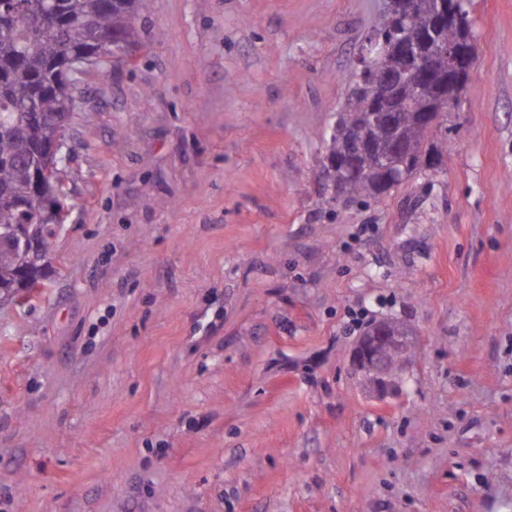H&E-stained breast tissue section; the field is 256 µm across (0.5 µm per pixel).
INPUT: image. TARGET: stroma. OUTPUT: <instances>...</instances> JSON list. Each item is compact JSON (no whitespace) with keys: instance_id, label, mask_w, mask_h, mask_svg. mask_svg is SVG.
<instances>
[{"instance_id":"stroma-1","label":"stroma","mask_w":512,"mask_h":512,"mask_svg":"<svg viewBox=\"0 0 512 512\" xmlns=\"http://www.w3.org/2000/svg\"><path fill=\"white\" fill-rule=\"evenodd\" d=\"M380 7L151 0L83 79L52 283L0 306V512H512V0H469L442 165L361 204L325 135ZM411 331L400 323L384 322L371 336L361 338L353 352L354 363L371 377V384L384 390L400 368L395 355L407 353L413 346ZM395 358V359H394Z\"/></svg>"}]
</instances>
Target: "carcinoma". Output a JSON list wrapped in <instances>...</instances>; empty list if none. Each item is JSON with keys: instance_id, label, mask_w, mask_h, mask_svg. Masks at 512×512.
<instances>
[{"instance_id": "carcinoma-1", "label": "carcinoma", "mask_w": 512, "mask_h": 512, "mask_svg": "<svg viewBox=\"0 0 512 512\" xmlns=\"http://www.w3.org/2000/svg\"><path fill=\"white\" fill-rule=\"evenodd\" d=\"M31 0H0V18L18 16L17 22L0 30V303L13 302V274L24 257L7 235L10 224H48L42 195L30 190V177L40 169L34 139L49 140L57 130L58 117L76 95L66 71V59L90 53L113 55L119 37L137 36L134 19L149 6V0H54L51 9L37 11ZM425 25L421 13L404 14L393 30L377 24L381 41L401 35L417 38ZM440 34L453 41L470 34V20L462 26L445 23ZM376 73L360 69L348 95V109L336 113L327 144V160H335L345 145L363 133L372 135L374 147L363 159L359 172L342 187L351 202L377 201L394 183L381 169V157L418 170L424 163L423 146L441 133L439 123L428 116L438 96L436 76L423 79L419 99L399 88L406 106L397 123L389 127L367 111L364 87Z\"/></svg>"}]
</instances>
